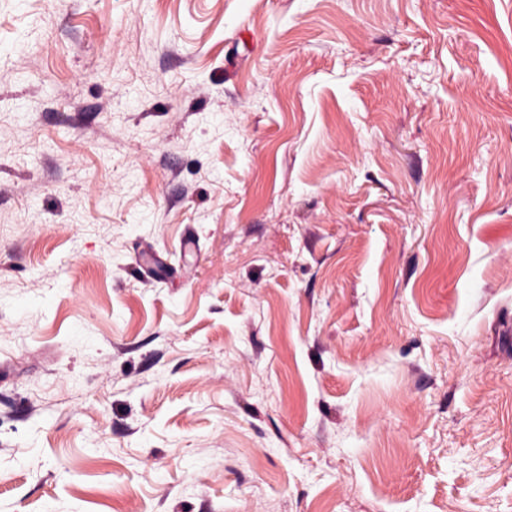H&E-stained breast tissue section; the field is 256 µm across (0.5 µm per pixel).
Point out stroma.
I'll use <instances>...</instances> for the list:
<instances>
[{
	"label": "stroma",
	"instance_id": "stroma-1",
	"mask_svg": "<svg viewBox=\"0 0 512 512\" xmlns=\"http://www.w3.org/2000/svg\"><path fill=\"white\" fill-rule=\"evenodd\" d=\"M0 512H512V0H0Z\"/></svg>",
	"mask_w": 512,
	"mask_h": 512
}]
</instances>
